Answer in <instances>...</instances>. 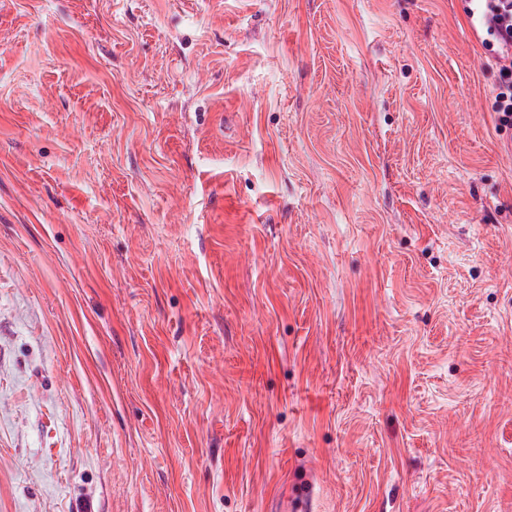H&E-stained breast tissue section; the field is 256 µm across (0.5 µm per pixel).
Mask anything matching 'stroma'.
I'll use <instances>...</instances> for the list:
<instances>
[{"mask_svg": "<svg viewBox=\"0 0 512 512\" xmlns=\"http://www.w3.org/2000/svg\"><path fill=\"white\" fill-rule=\"evenodd\" d=\"M466 9L0 0V512H512Z\"/></svg>", "mask_w": 512, "mask_h": 512, "instance_id": "1", "label": "stroma"}]
</instances>
